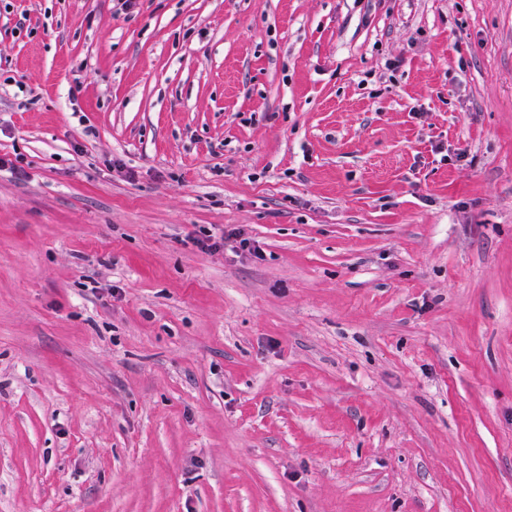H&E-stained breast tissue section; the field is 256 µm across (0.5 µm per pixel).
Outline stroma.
I'll list each match as a JSON object with an SVG mask.
<instances>
[{
    "label": "stroma",
    "mask_w": 512,
    "mask_h": 512,
    "mask_svg": "<svg viewBox=\"0 0 512 512\" xmlns=\"http://www.w3.org/2000/svg\"><path fill=\"white\" fill-rule=\"evenodd\" d=\"M17 155L0 512H512V0H0ZM189 240L194 246L204 251L224 248L228 243H231L229 245L236 254H249L256 258L261 255L260 248L255 244L256 241H253L242 230L236 228L227 232L223 230L220 236L204 234L203 237L191 236Z\"/></svg>",
    "instance_id": "35a3bbf8"
}]
</instances>
